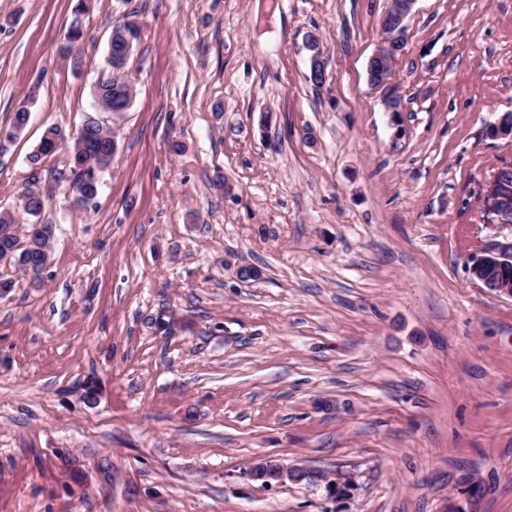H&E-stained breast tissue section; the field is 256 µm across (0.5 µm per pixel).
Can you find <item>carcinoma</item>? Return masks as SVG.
Returning a JSON list of instances; mask_svg holds the SVG:
<instances>
[{
  "label": "carcinoma",
  "mask_w": 512,
  "mask_h": 512,
  "mask_svg": "<svg viewBox=\"0 0 512 512\" xmlns=\"http://www.w3.org/2000/svg\"><path fill=\"white\" fill-rule=\"evenodd\" d=\"M139 39V26L134 21H123L113 30L108 46V56L120 54L126 43ZM98 97L103 109L130 103L135 97L133 86L126 80H109L104 77L98 85ZM117 143L112 132L96 121H88L76 132H67L58 126L48 128L37 149L30 157L31 173L20 195L23 214L37 218L49 205L50 198L40 192L47 185L46 175L52 181L72 180L73 191L78 194L76 204L80 209H94L99 187V172L108 167ZM63 149L69 150L70 161L60 169H44V164L55 158ZM50 235L42 233L37 223L18 225L15 214L0 211V263L19 270L50 260Z\"/></svg>",
  "instance_id": "carcinoma-1"
}]
</instances>
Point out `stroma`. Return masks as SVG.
<instances>
[{
    "label": "stroma",
    "mask_w": 512,
    "mask_h": 512,
    "mask_svg": "<svg viewBox=\"0 0 512 512\" xmlns=\"http://www.w3.org/2000/svg\"><path fill=\"white\" fill-rule=\"evenodd\" d=\"M76 3L0 0V127L30 110L0 210L47 127L118 140L95 210L56 186L40 276L0 265V512H512V296L468 270L501 238L512 0H416L386 87L390 0H86L78 69ZM129 18L116 117L96 84ZM267 458L355 484L244 477ZM139 32V26L134 21H123L113 28L108 46V64L112 72L114 69L112 67V57L120 54L127 42L131 43L132 50L134 43L139 39ZM110 72L104 77L102 83L98 85V97L101 107L108 111V108L111 106L113 108L117 105L118 101H124L130 104V109L135 97L133 86L124 79L110 81ZM484 210L490 224L510 230L512 235V174H494L483 197Z\"/></svg>",
    "instance_id": "stroma-1"
}]
</instances>
